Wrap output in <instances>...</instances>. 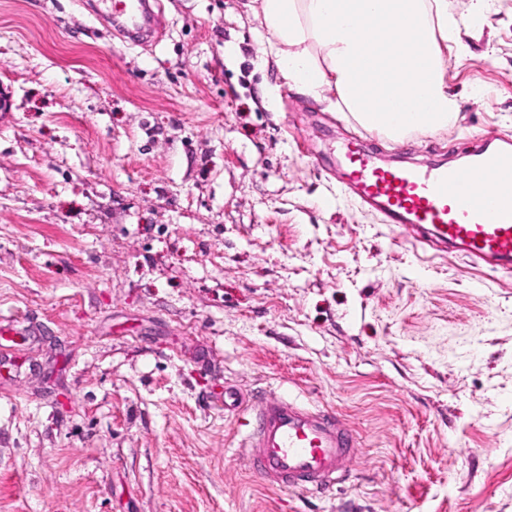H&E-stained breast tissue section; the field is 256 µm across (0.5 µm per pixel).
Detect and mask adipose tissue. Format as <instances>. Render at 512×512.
Here are the masks:
<instances>
[{"label":"adipose tissue","instance_id":"1","mask_svg":"<svg viewBox=\"0 0 512 512\" xmlns=\"http://www.w3.org/2000/svg\"><path fill=\"white\" fill-rule=\"evenodd\" d=\"M260 52L284 86L396 138L456 117L448 0H258Z\"/></svg>","mask_w":512,"mask_h":512}]
</instances>
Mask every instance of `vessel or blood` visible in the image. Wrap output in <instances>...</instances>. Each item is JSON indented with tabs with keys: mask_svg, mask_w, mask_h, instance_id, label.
<instances>
[{
	"mask_svg": "<svg viewBox=\"0 0 512 512\" xmlns=\"http://www.w3.org/2000/svg\"><path fill=\"white\" fill-rule=\"evenodd\" d=\"M95 14L133 46L162 35L152 0H98ZM346 157L343 184L384 223L438 252L512 270L511 148H478L460 166L383 168L356 145ZM224 396L226 410L241 414V452L264 487L323 497L349 479L358 437L335 410L285 393Z\"/></svg>",
	"mask_w": 512,
	"mask_h": 512,
	"instance_id": "vessel-or-blood-1",
	"label": "vessel or blood"
}]
</instances>
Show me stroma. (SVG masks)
<instances>
[{
    "mask_svg": "<svg viewBox=\"0 0 512 512\" xmlns=\"http://www.w3.org/2000/svg\"><path fill=\"white\" fill-rule=\"evenodd\" d=\"M0 0V512H512V273L430 258L336 180L512 141V0H448L457 115L390 139L261 83L250 0ZM362 434L334 495L273 492L224 389ZM151 0H99L95 15L106 21L131 46L157 41L162 35L160 11L155 12Z\"/></svg>",
    "mask_w": 512,
    "mask_h": 512,
    "instance_id": "1",
    "label": "stroma"
}]
</instances>
